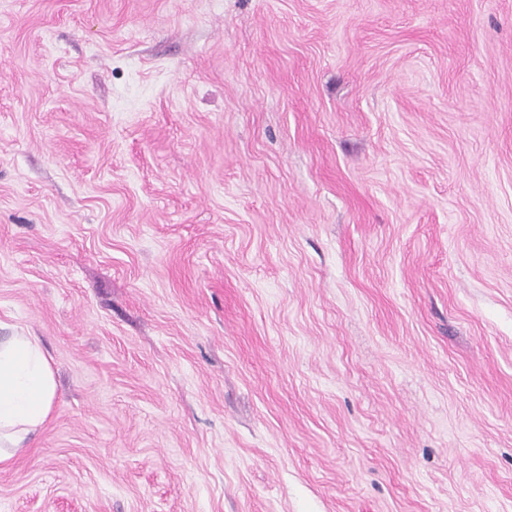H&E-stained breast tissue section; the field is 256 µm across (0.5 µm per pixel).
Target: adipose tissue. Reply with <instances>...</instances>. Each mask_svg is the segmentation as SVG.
Returning a JSON list of instances; mask_svg holds the SVG:
<instances>
[{
  "label": "adipose tissue",
  "instance_id": "adipose-tissue-1",
  "mask_svg": "<svg viewBox=\"0 0 512 512\" xmlns=\"http://www.w3.org/2000/svg\"><path fill=\"white\" fill-rule=\"evenodd\" d=\"M51 362L36 337L0 339V464L33 443L56 396Z\"/></svg>",
  "mask_w": 512,
  "mask_h": 512
}]
</instances>
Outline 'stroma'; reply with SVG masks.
Segmentation results:
<instances>
[{"label": "stroma", "instance_id": "35a3bbf8", "mask_svg": "<svg viewBox=\"0 0 512 512\" xmlns=\"http://www.w3.org/2000/svg\"><path fill=\"white\" fill-rule=\"evenodd\" d=\"M0 512H512V0H0ZM56 390L50 359L35 336L13 330L0 339V464L33 443Z\"/></svg>", "mask_w": 512, "mask_h": 512}]
</instances>
